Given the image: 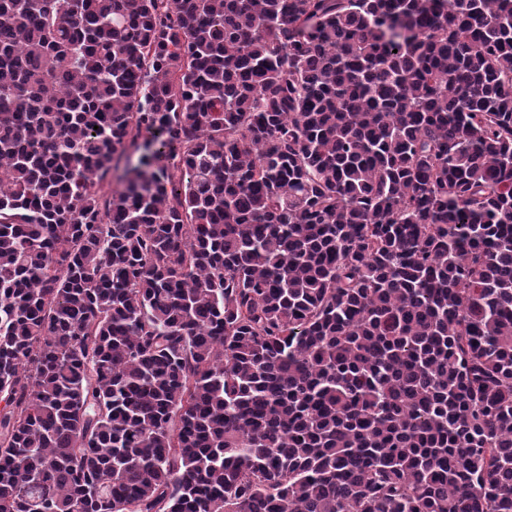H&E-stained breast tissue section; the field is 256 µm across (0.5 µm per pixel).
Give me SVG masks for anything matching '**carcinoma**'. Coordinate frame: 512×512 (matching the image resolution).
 <instances>
[{
	"mask_svg": "<svg viewBox=\"0 0 512 512\" xmlns=\"http://www.w3.org/2000/svg\"><path fill=\"white\" fill-rule=\"evenodd\" d=\"M0 402V512H512V0H0Z\"/></svg>",
	"mask_w": 512,
	"mask_h": 512,
	"instance_id": "cac0c4a2",
	"label": "carcinoma"
}]
</instances>
